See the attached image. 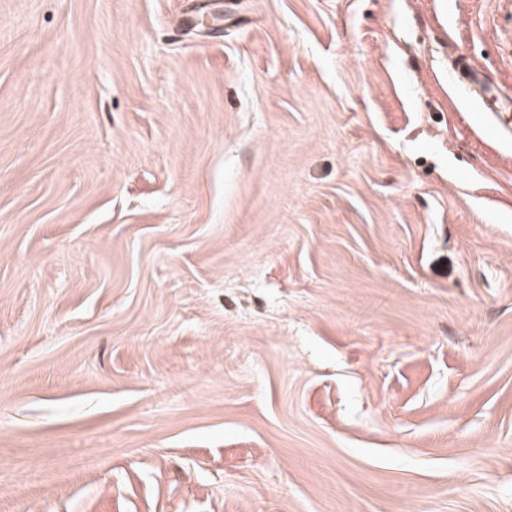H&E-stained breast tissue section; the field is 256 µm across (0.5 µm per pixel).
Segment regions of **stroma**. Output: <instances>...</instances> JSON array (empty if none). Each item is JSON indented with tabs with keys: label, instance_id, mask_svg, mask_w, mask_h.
<instances>
[{
	"label": "stroma",
	"instance_id": "35a3bbf8",
	"mask_svg": "<svg viewBox=\"0 0 512 512\" xmlns=\"http://www.w3.org/2000/svg\"><path fill=\"white\" fill-rule=\"evenodd\" d=\"M512 0H0V512H512ZM459 66L461 67L462 70H465L467 72V78H469L476 95L483 104V115L485 121L496 130L500 138L511 139V120H509V122L504 125L492 120L493 116H498L501 114L498 108L494 106L496 103H498L497 105L500 108L502 107L508 109L505 103L501 100L499 92L489 88L486 85L487 81L485 80V78H480L477 72L473 70V68L466 64L463 60L459 61Z\"/></svg>",
	"mask_w": 512,
	"mask_h": 512
}]
</instances>
